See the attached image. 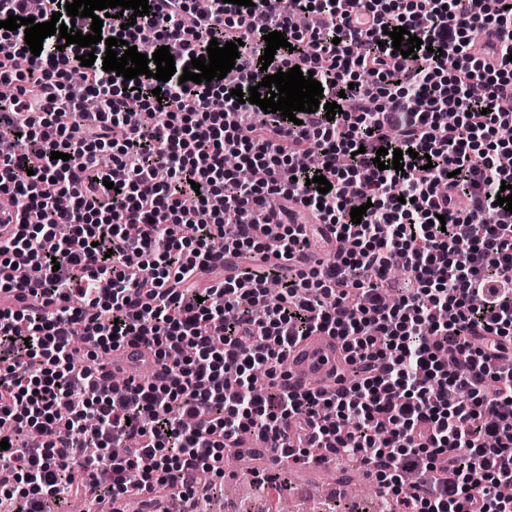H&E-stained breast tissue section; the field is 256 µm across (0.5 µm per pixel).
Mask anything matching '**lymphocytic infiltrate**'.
Returning <instances> with one entry per match:
<instances>
[{
    "label": "lymphocytic infiltrate",
    "mask_w": 512,
    "mask_h": 512,
    "mask_svg": "<svg viewBox=\"0 0 512 512\" xmlns=\"http://www.w3.org/2000/svg\"><path fill=\"white\" fill-rule=\"evenodd\" d=\"M148 3L135 25L104 19L87 68L78 45L51 35L36 56L23 30L0 28V80L16 86L0 102V198L16 221L0 238V467L12 477L0 501L51 512L93 486L86 512H98L136 487L158 512L176 483L200 512L199 473L223 475L243 433L276 441L288 427L299 443L283 457L355 458L393 512H512L499 492L512 484V213L496 203L512 185V141L498 135L512 126V0ZM396 26L422 39L415 57L384 43ZM273 31L288 45L264 70ZM109 37L169 47L179 70L210 41L241 47L223 79L160 83L105 72ZM295 66L340 103L334 119L321 108L294 123L232 95ZM134 105L154 122L130 125ZM107 152L125 171L114 190ZM229 152L265 181H236ZM311 153L319 166L303 164ZM351 198L367 207L361 223ZM32 209L42 223H28ZM345 241L333 262L308 264ZM223 252L244 268L216 276ZM394 268L405 287L389 303ZM77 330L84 364L71 359ZM314 333L336 337L352 366L328 396L291 390L283 368ZM134 343L164 381L102 390L104 354Z\"/></svg>",
    "instance_id": "1"
}]
</instances>
